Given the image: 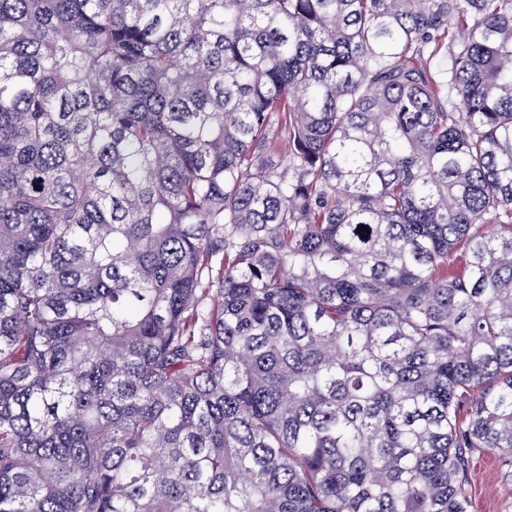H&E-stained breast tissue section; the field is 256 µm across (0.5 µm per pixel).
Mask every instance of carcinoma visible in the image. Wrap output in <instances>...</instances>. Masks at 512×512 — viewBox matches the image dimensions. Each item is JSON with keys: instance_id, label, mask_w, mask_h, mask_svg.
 <instances>
[{"instance_id": "1", "label": "carcinoma", "mask_w": 512, "mask_h": 512, "mask_svg": "<svg viewBox=\"0 0 512 512\" xmlns=\"http://www.w3.org/2000/svg\"><path fill=\"white\" fill-rule=\"evenodd\" d=\"M480 450L512 0H0V512H471Z\"/></svg>"}]
</instances>
